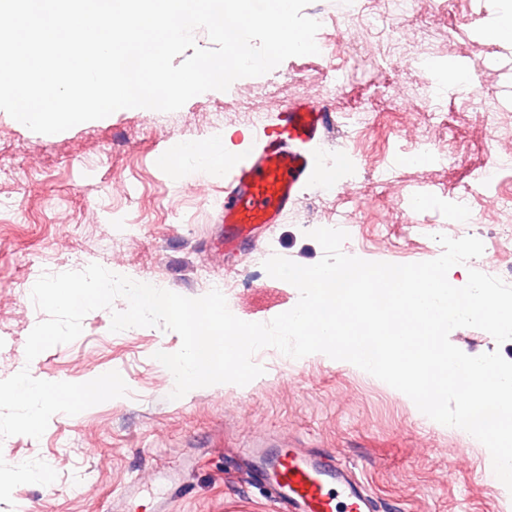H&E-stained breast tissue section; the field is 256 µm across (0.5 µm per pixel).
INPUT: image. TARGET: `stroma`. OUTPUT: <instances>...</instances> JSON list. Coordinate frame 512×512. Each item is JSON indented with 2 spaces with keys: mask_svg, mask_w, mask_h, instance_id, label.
Instances as JSON below:
<instances>
[{
  "mask_svg": "<svg viewBox=\"0 0 512 512\" xmlns=\"http://www.w3.org/2000/svg\"><path fill=\"white\" fill-rule=\"evenodd\" d=\"M500 8V0H455L452 12L437 13L422 0L419 12L401 24H435L438 41L429 51L415 46V55L468 67L476 97L497 96L503 110L496 123L512 135V43L487 34ZM382 53L371 33H357L329 102L336 120L329 147L353 139L364 159L357 198L342 190V173L317 167L294 208L264 233L273 254L317 263L323 250L309 230L346 211L359 235L343 243L344 253L395 264L435 259L438 242L414 235L405 222L409 200L427 195L422 220L447 223L449 202L491 165L494 144L475 133L476 98L466 102L447 92L442 121L422 107L399 112L391 94L419 72L398 70ZM333 74L323 54L293 56L174 112L120 109L51 135L0 110V154L20 156L13 177L0 181V327L8 330L0 344V380L26 368L37 379L83 383L115 370L128 386L126 396L73 416L53 415L41 439L0 440V512H121L122 493L134 481L140 484L136 512H153L159 502L169 512H270L241 460L242 449L258 441L336 455L354 467L379 512H512V492L492 476L482 443L433 421L371 374L322 353L294 359L270 348L260 360L264 374L249 384L201 387L174 400L170 373L154 354L177 351L180 336L159 327L114 333L110 319L93 311L76 340L25 359L29 333L46 318L28 293L36 274L107 260L130 272L158 271L164 289L193 298L206 293L200 269L231 276L227 304L247 322L265 323L293 308L296 288L250 267L248 252L228 259L214 251L223 180L195 162L170 169L160 159L181 145L219 137L225 149L239 150L257 132L249 108L274 122L292 101L319 100ZM218 108L224 124L215 129L210 122ZM360 109L370 110L374 123L353 138L342 117ZM413 124L434 127L436 142L456 141L458 152L423 168L405 163L406 129ZM381 164L392 165L393 180L379 191L370 171ZM49 197L60 198L57 209H46ZM449 339L468 355L496 350L512 361V340L496 343L481 329L460 327ZM39 466L50 469L49 482L30 478Z\"/></svg>",
  "mask_w": 512,
  "mask_h": 512,
  "instance_id": "1",
  "label": "stroma"
}]
</instances>
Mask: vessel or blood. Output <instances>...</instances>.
Returning a JSON list of instances; mask_svg holds the SVG:
<instances>
[{"label": "vessel or blood", "mask_w": 512, "mask_h": 512, "mask_svg": "<svg viewBox=\"0 0 512 512\" xmlns=\"http://www.w3.org/2000/svg\"><path fill=\"white\" fill-rule=\"evenodd\" d=\"M331 112L309 100L289 104L248 153L224 167V247H255V226L272 229L307 184L312 145L327 141ZM247 472L267 488L276 512H377L357 475L331 454L269 444L251 449Z\"/></svg>", "instance_id": "1"}]
</instances>
